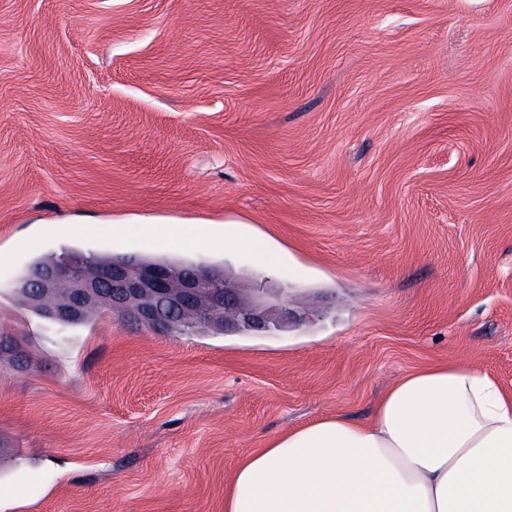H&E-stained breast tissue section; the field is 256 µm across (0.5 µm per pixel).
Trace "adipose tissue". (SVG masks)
<instances>
[{"mask_svg": "<svg viewBox=\"0 0 512 512\" xmlns=\"http://www.w3.org/2000/svg\"><path fill=\"white\" fill-rule=\"evenodd\" d=\"M224 512H512V398L471 364L407 373L368 423L324 418L248 455Z\"/></svg>", "mask_w": 512, "mask_h": 512, "instance_id": "ef3b65f1", "label": "adipose tissue"}]
</instances>
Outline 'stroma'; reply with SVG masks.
Here are the masks:
<instances>
[{"label": "stroma", "mask_w": 512, "mask_h": 512, "mask_svg": "<svg viewBox=\"0 0 512 512\" xmlns=\"http://www.w3.org/2000/svg\"><path fill=\"white\" fill-rule=\"evenodd\" d=\"M229 224L239 244L145 225ZM183 255L307 313L67 327L32 257ZM0 512H224L276 436L408 372L512 396V0H0ZM147 235L162 239H180L184 237L188 245H193L197 241L204 240L209 246L224 247L228 243L239 242L237 236H230L224 231V237H214L208 235L204 230V225L198 224L193 227L183 228L175 224H149L146 226Z\"/></svg>", "instance_id": "stroma-1"}]
</instances>
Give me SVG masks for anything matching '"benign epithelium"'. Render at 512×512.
Masks as SVG:
<instances>
[{
    "label": "benign epithelium",
    "instance_id": "obj_1",
    "mask_svg": "<svg viewBox=\"0 0 512 512\" xmlns=\"http://www.w3.org/2000/svg\"><path fill=\"white\" fill-rule=\"evenodd\" d=\"M62 284L67 296L48 314L63 324L100 301L113 314L161 333L178 318L224 333L266 332L274 323L264 301L267 289L247 290L201 265L186 271L124 260L92 268L70 258L31 271V299L40 305Z\"/></svg>",
    "mask_w": 512,
    "mask_h": 512
}]
</instances>
